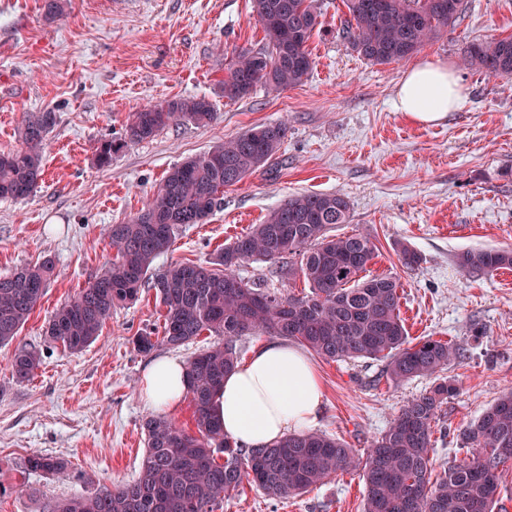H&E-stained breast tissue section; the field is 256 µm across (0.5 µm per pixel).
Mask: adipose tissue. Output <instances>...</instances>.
<instances>
[{
	"label": "adipose tissue",
	"instance_id": "obj_1",
	"mask_svg": "<svg viewBox=\"0 0 512 512\" xmlns=\"http://www.w3.org/2000/svg\"><path fill=\"white\" fill-rule=\"evenodd\" d=\"M461 101L454 71L426 61L406 71L396 108L415 122L434 124L457 110ZM139 385L158 411L175 410L187 395V365L171 357L156 359ZM322 410L323 389L308 354L283 341L264 344L225 375L216 404L225 435L249 448L308 430Z\"/></svg>",
	"mask_w": 512,
	"mask_h": 512
}]
</instances>
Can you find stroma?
Segmentation results:
<instances>
[{"label": "stroma", "instance_id": "35a3bbf8", "mask_svg": "<svg viewBox=\"0 0 512 512\" xmlns=\"http://www.w3.org/2000/svg\"><path fill=\"white\" fill-rule=\"evenodd\" d=\"M454 27L411 60L373 65L337 29L342 0H323L308 42L314 61L304 82L284 91L257 86L236 101L220 83L235 49L263 47L251 0H70L50 20L45 0H0V152L21 144L26 113L53 110L43 174L23 200L0 199V276L53 257L56 277L20 331L40 348L30 380L12 376V346L0 347V512H48L58 499L85 497L135 476L145 452L142 424L155 410L139 388L153 359L183 360L214 344L203 335L180 348L138 352L132 339L160 334L151 288L117 308L98 339L79 352L50 343L55 310L112 263L106 227L139 212L168 169L262 124H288L278 158L226 188L203 224H190L153 263L202 262L263 223L298 193H338L350 205L342 232L370 233L378 255L370 273L397 277L400 315L410 338L434 336L462 356L443 370L457 390L439 412L434 467L472 455L462 430L512 388V274H466L470 249L512 248V81L463 65L473 43L512 35V0H466ZM448 65L463 86L461 108L421 124L395 108L397 85L412 63ZM206 96L219 114L199 128L170 125L99 166L95 150L123 137L129 113L175 98ZM423 262L404 269L399 244ZM313 363L324 386L316 431L363 455L412 398L441 377L393 383L370 359ZM64 458L62 474L28 472L32 452ZM359 472L336 475L281 501L249 487L217 512H362Z\"/></svg>", "mask_w": 512, "mask_h": 512}]
</instances>
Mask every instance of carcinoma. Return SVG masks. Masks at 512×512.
I'll use <instances>...</instances> for the list:
<instances>
[{"mask_svg": "<svg viewBox=\"0 0 512 512\" xmlns=\"http://www.w3.org/2000/svg\"><path fill=\"white\" fill-rule=\"evenodd\" d=\"M342 36L349 48L373 65L409 58L454 26L464 0H342ZM265 45L235 52L221 81L224 97L239 100L262 84L283 91L301 84L313 68L308 41L320 24L319 0H252ZM469 58L486 72L512 80V36L472 44ZM217 116L205 96L147 105L129 115L124 137L96 148L102 166L131 143L154 137L173 123L210 125ZM56 124L52 110L29 113L22 146L0 153V198L25 199L43 172V150ZM288 136L284 122L263 124L172 166L162 184L133 218L110 224L107 235L116 259L91 277L60 306L46 335L76 352L99 336L112 311L138 300L140 290L156 291L164 314L163 334L133 339L141 353L162 344L186 345L208 332L222 341L187 361L188 398L195 431L164 417L146 420L145 454L136 477L103 486L87 498L57 501L51 512H214L224 498L249 485L273 499L303 494L331 477L361 465L363 512H495L504 467L512 463V389L461 433L475 450L434 478L433 427L438 411L457 387L441 381L409 400L357 462L353 449L323 432L290 434L272 446L243 448L224 435L215 415L224 376L238 364L236 342L264 334L293 341L326 361L372 359L385 362L388 377L400 383L432 376L459 357V349L431 337L408 340L400 318L401 284L389 275H363L376 257L368 233L336 234L350 222L348 201L336 193L288 197L265 221L200 263H172L151 273L180 228L202 224L224 189L271 163ZM276 265L280 277L304 279L302 296L272 290L240 277L246 260ZM398 260L415 270L423 258L402 244ZM465 273L490 274L512 268L511 249H474L457 257ZM46 257L0 276V346L13 343L55 278ZM41 354L30 345L15 347L14 377L29 380ZM223 462H218L219 456ZM25 468L63 473L64 459L32 453Z\"/></svg>", "mask_w": 512, "mask_h": 512, "instance_id": "obj_1", "label": "carcinoma"}]
</instances>
